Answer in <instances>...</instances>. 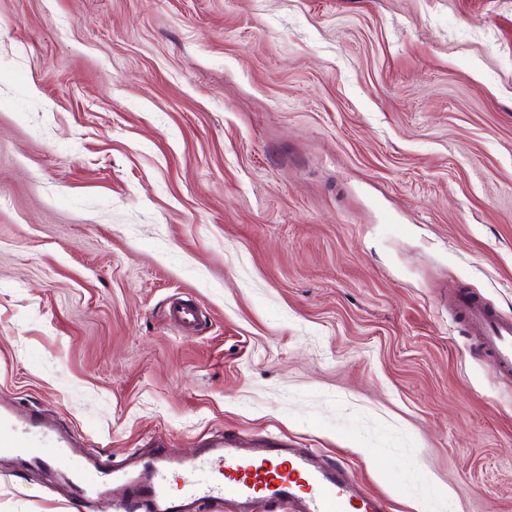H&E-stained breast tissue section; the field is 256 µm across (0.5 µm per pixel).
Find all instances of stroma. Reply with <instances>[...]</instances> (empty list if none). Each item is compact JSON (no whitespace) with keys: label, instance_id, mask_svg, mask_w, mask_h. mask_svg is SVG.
<instances>
[{"label":"stroma","instance_id":"1","mask_svg":"<svg viewBox=\"0 0 512 512\" xmlns=\"http://www.w3.org/2000/svg\"><path fill=\"white\" fill-rule=\"evenodd\" d=\"M460 290L512 317V0H0V401L82 455L268 437L512 512ZM67 464L0 512H113ZM168 316L170 321L187 335H194L200 330L201 311L198 305L189 299L173 302L169 306Z\"/></svg>","mask_w":512,"mask_h":512}]
</instances>
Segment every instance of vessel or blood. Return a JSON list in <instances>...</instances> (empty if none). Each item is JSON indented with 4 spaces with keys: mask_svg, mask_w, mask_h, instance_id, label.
<instances>
[{
    "mask_svg": "<svg viewBox=\"0 0 512 512\" xmlns=\"http://www.w3.org/2000/svg\"><path fill=\"white\" fill-rule=\"evenodd\" d=\"M455 302L479 343L491 371L512 377V319L497 315L465 292ZM170 321L185 334L201 327V311L188 299L173 302ZM234 435L211 439L185 458L155 453L126 467L100 458H83L62 473L71 499L80 501L122 485V512H195L215 500L244 504H289L292 512H386L385 501L359 493L340 466L319 464L310 449H284L270 441L247 451ZM69 442L59 426L39 411L19 414L0 403V458L33 468L50 467L67 453Z\"/></svg>",
    "mask_w": 512,
    "mask_h": 512,
    "instance_id": "vessel-or-blood-1",
    "label": "vessel or blood"
}]
</instances>
